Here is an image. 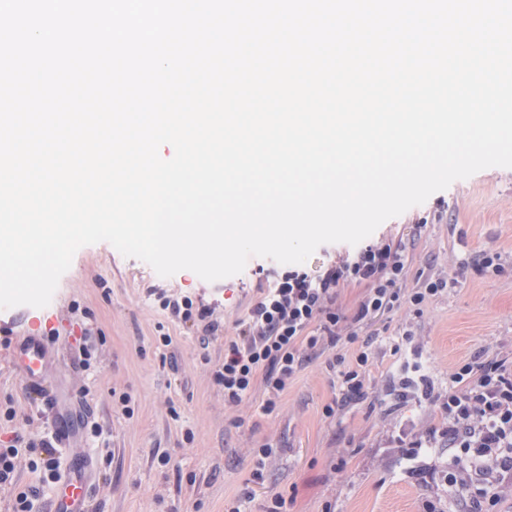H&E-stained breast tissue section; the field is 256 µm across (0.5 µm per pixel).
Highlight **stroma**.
<instances>
[{
	"label": "stroma",
	"instance_id": "1",
	"mask_svg": "<svg viewBox=\"0 0 512 512\" xmlns=\"http://www.w3.org/2000/svg\"><path fill=\"white\" fill-rule=\"evenodd\" d=\"M439 223L416 227L422 216ZM373 240L414 239L407 287L420 276L452 279L421 313L402 308L359 329L349 342L341 327L336 350L354 356L371 344L365 396L345 398L328 356L313 359L292 381L273 411L256 391L239 405L224 402L214 369L224 360V341L260 288L283 264L250 258L242 273L210 283L189 270L160 277L147 263L120 254L111 244L81 247L51 300L66 321L49 348L58 372L49 381L70 392L91 412L79 446L93 458L99 478L96 512H269L282 497L281 512H454L444 474L450 453L441 436L440 402L448 377L475 354L512 353V273L484 275L461 267L463 257L496 251L512 261V168L491 167L453 182L422 205L382 223ZM169 294L220 288L223 326L215 335L181 323L162 311L151 290ZM88 320L69 318L71 307ZM36 308L0 309V412L14 407L18 419L0 416V443L16 432L43 436L53 430L49 412L30 399L11 362L28 317ZM96 334L89 363L76 349L82 325ZM409 341H402L404 331ZM169 334L162 345L160 334ZM419 368L433 399L397 395L402 366ZM131 396L125 415L120 394ZM421 440L407 452L396 447L400 431ZM270 448L257 467L259 448ZM15 487L0 488V512L14 490L36 493L35 512H46L61 485L44 470L20 460Z\"/></svg>",
	"mask_w": 512,
	"mask_h": 512
}]
</instances>
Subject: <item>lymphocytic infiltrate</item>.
<instances>
[{
	"instance_id": "obj_1",
	"label": "lymphocytic infiltrate",
	"mask_w": 512,
	"mask_h": 512,
	"mask_svg": "<svg viewBox=\"0 0 512 512\" xmlns=\"http://www.w3.org/2000/svg\"><path fill=\"white\" fill-rule=\"evenodd\" d=\"M409 260L405 245L377 241L329 263L317 275L298 270L279 275L250 302L233 338L224 343V361L213 379L225 403L239 404L261 388L267 395L265 410H273L290 381L312 358L325 354L339 367L342 388L362 395L370 352L360 351L351 362L338 353L341 324L360 327L401 307L421 310L450 285L445 278L428 276L407 287ZM350 284L364 292L346 314L336 302L339 288ZM159 300L182 322H202L208 331H217V303L188 295L163 294ZM440 407L448 419L444 436L454 451L445 480L461 494L458 512H497L503 489L512 488V359L477 357L458 366ZM35 450L45 455L51 478H58L53 441L18 433L0 448V485L13 484L18 458Z\"/></svg>"
}]
</instances>
